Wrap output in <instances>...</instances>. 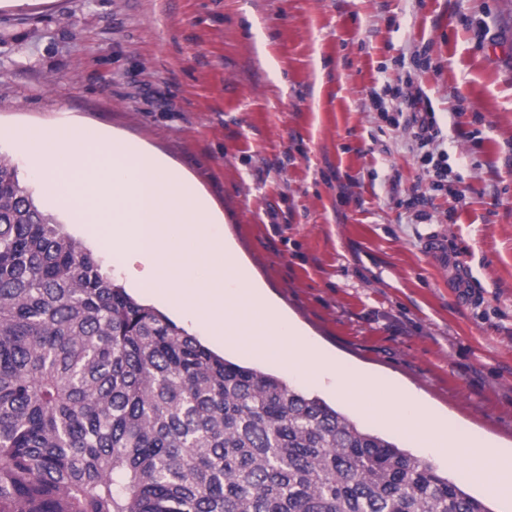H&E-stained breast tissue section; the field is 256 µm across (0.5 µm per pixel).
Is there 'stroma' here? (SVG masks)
<instances>
[{
  "instance_id": "1",
  "label": "stroma",
  "mask_w": 512,
  "mask_h": 512,
  "mask_svg": "<svg viewBox=\"0 0 512 512\" xmlns=\"http://www.w3.org/2000/svg\"><path fill=\"white\" fill-rule=\"evenodd\" d=\"M404 96L435 115L443 190L389 123ZM67 122L193 177L224 217L213 233L312 346L512 449V0H0V154L48 204L17 131ZM67 229L211 343L89 225ZM437 230L470 271V301L422 249ZM215 351L360 418L332 377Z\"/></svg>"
}]
</instances>
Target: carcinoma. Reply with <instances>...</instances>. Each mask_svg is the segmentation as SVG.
<instances>
[{"label":"carcinoma","instance_id":"cac0c4a2","mask_svg":"<svg viewBox=\"0 0 512 512\" xmlns=\"http://www.w3.org/2000/svg\"><path fill=\"white\" fill-rule=\"evenodd\" d=\"M0 512H493L131 297L0 157Z\"/></svg>","mask_w":512,"mask_h":512}]
</instances>
